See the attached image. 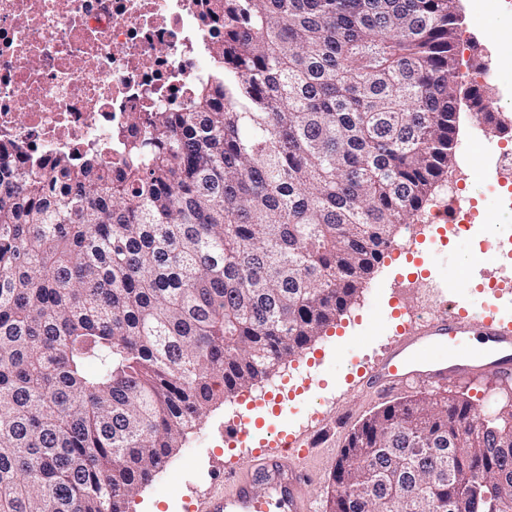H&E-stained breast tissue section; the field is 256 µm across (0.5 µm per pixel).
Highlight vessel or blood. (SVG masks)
Instances as JSON below:
<instances>
[{"label": "vessel or blood", "instance_id": "1", "mask_svg": "<svg viewBox=\"0 0 512 512\" xmlns=\"http://www.w3.org/2000/svg\"><path fill=\"white\" fill-rule=\"evenodd\" d=\"M494 375L512 382V329L492 307L410 315L403 335L388 346L367 382L379 392L414 384L445 385ZM300 436L281 432L272 444L247 452L248 464L224 468L229 491L208 494L204 512H313L307 494L309 471L301 464Z\"/></svg>", "mask_w": 512, "mask_h": 512}]
</instances>
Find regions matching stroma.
Listing matches in <instances>:
<instances>
[{
    "instance_id": "obj_1",
    "label": "stroma",
    "mask_w": 512,
    "mask_h": 512,
    "mask_svg": "<svg viewBox=\"0 0 512 512\" xmlns=\"http://www.w3.org/2000/svg\"><path fill=\"white\" fill-rule=\"evenodd\" d=\"M459 9L464 18L460 55L473 66L477 54L472 43L494 28L498 13H512V0H461ZM490 59L488 74L471 69L467 80L490 87L503 111L512 112V41L491 47ZM501 139L490 129H477L474 114L464 111L448 178L433 192L434 203H441L449 197V183L462 181L478 201L482 227L460 238L419 221L401 228L398 250L386 253L376 265L355 304L268 380L231 399L217 398L183 448L130 500L127 512H201L204 493L220 486L219 469L246 453L226 444L221 433L225 422L239 414L266 422L252 431L254 445L268 439L273 429L317 438V451L304 462L313 476L309 493L314 512H327V490L350 429L393 401L365 389L362 380L405 322L396 313L397 301L426 315L448 298L467 308L489 303L503 323L512 325V194L495 191L500 179L494 167L496 144ZM468 151L483 153L490 167L480 174L470 172L464 158ZM445 389L485 412L512 401V391L490 375L475 382L451 380ZM340 416L346 419L345 428L328 431V424Z\"/></svg>"
}]
</instances>
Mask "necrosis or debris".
<instances>
[{
    "label": "necrosis or debris",
    "instance_id": "necrosis-or-debris-1",
    "mask_svg": "<svg viewBox=\"0 0 512 512\" xmlns=\"http://www.w3.org/2000/svg\"><path fill=\"white\" fill-rule=\"evenodd\" d=\"M223 36L211 0H0V173L122 160L183 111Z\"/></svg>",
    "mask_w": 512,
    "mask_h": 512
}]
</instances>
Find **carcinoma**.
I'll list each match as a JSON object with an SVG mask.
<instances>
[{
	"label": "carcinoma",
	"instance_id": "carcinoma-1",
	"mask_svg": "<svg viewBox=\"0 0 512 512\" xmlns=\"http://www.w3.org/2000/svg\"><path fill=\"white\" fill-rule=\"evenodd\" d=\"M457 0H215L224 69L111 167L0 181V512H126L224 386L321 335L455 147ZM488 127L512 122L469 87ZM512 404L400 399L328 512H496Z\"/></svg>",
	"mask_w": 512,
	"mask_h": 512
}]
</instances>
